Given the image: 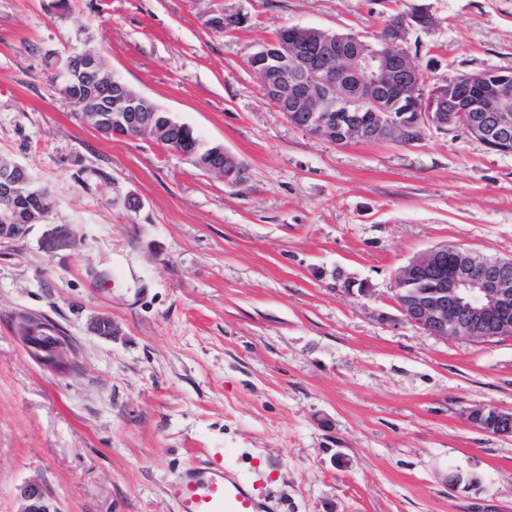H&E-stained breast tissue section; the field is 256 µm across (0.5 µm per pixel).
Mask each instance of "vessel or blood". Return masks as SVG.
<instances>
[{"mask_svg": "<svg viewBox=\"0 0 512 512\" xmlns=\"http://www.w3.org/2000/svg\"><path fill=\"white\" fill-rule=\"evenodd\" d=\"M174 488L178 512H273L248 481L206 459L181 473Z\"/></svg>", "mask_w": 512, "mask_h": 512, "instance_id": "obj_1", "label": "vessel or blood"}]
</instances>
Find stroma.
I'll list each match as a JSON object with an SVG mask.
<instances>
[{
    "label": "stroma",
    "instance_id": "stroma-1",
    "mask_svg": "<svg viewBox=\"0 0 512 512\" xmlns=\"http://www.w3.org/2000/svg\"><path fill=\"white\" fill-rule=\"evenodd\" d=\"M399 13L433 20L408 35L431 82L512 73V0H0V157L53 203L0 243V512L33 480L62 512H177L206 453L275 512H512V436L466 419L512 411V338L446 341L393 303L435 246L512 259V155L461 130L335 145L247 64L280 29L372 42ZM87 49L246 180L85 124L59 60ZM22 313L71 336L73 371L28 354ZM212 154L221 155L224 160L223 163H219L218 165H209L208 171L206 173H215L224 177V181L228 182L234 179L237 176V172L240 170L241 161L232 153L224 149L223 146H220L212 151ZM246 166L243 167L242 172H238V176L230 183V184H238L243 182L246 179Z\"/></svg>",
    "mask_w": 512,
    "mask_h": 512
}]
</instances>
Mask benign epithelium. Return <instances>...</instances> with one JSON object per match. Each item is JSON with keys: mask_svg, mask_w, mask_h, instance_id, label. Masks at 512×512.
Here are the masks:
<instances>
[{"mask_svg": "<svg viewBox=\"0 0 512 512\" xmlns=\"http://www.w3.org/2000/svg\"><path fill=\"white\" fill-rule=\"evenodd\" d=\"M425 27L428 19L400 17L389 24L383 48L353 34L308 27H291L284 38L252 56L249 67L263 90L276 96L279 109L291 123L332 143L344 146L372 140L395 128L387 102L407 105L401 110L400 130L421 133L426 128L448 131L464 128L481 137L493 151L512 153V74L493 72L477 92L466 86L421 85L422 69L403 47L410 28ZM66 82H83L94 89L74 105L92 127L106 122L105 110L119 113L109 133L125 138L161 134L158 121L147 114V99L126 90L121 79L102 70L98 54L85 50L69 55L63 64ZM224 158L208 172L228 182L241 161L220 146ZM33 181L15 162L0 170V243L23 237L31 223L46 216L18 205L19 186ZM394 298L399 320L442 339L488 341L512 337V259L489 258L472 250L448 253L435 247L412 259L396 275ZM17 334L28 353L57 373L72 370L75 347L54 323L22 317ZM469 423L498 436H512V412L497 410L492 424H482L484 409L468 411ZM18 512H61L40 483L28 481L17 489Z\"/></svg>", "mask_w": 512, "mask_h": 512, "instance_id": "obj_1", "label": "benign epithelium"}]
</instances>
